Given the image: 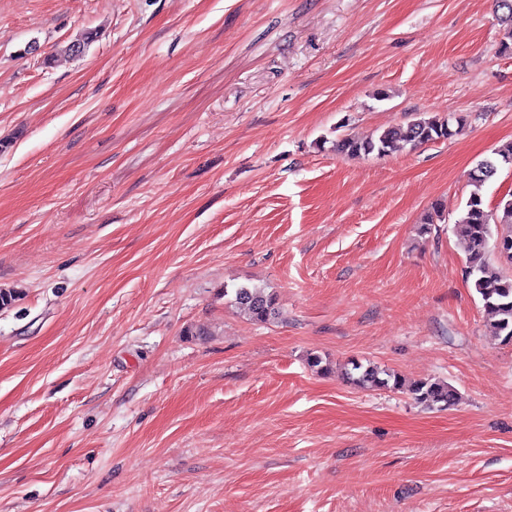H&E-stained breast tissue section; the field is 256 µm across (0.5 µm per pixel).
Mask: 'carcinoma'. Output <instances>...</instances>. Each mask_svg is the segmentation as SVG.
Segmentation results:
<instances>
[{"instance_id":"cac0c4a2","label":"carcinoma","mask_w":512,"mask_h":512,"mask_svg":"<svg viewBox=\"0 0 512 512\" xmlns=\"http://www.w3.org/2000/svg\"><path fill=\"white\" fill-rule=\"evenodd\" d=\"M507 10L499 52L512 55V0H497ZM466 119L462 116H418L405 125L387 127L371 136L336 139L339 156H384L406 146L415 148L457 135ZM504 166L512 168V143L493 150L470 173L473 186L453 232L467 252V277L473 280L489 318L490 332L501 343L512 344V194L503 197L495 211L485 205L482 187ZM224 301L256 323H267L279 316L277 296L258 285L224 288ZM343 378L360 388L402 390L429 409L446 410L458 400L456 389L445 382L417 380L406 382L401 375L352 359L344 367Z\"/></svg>"}]
</instances>
